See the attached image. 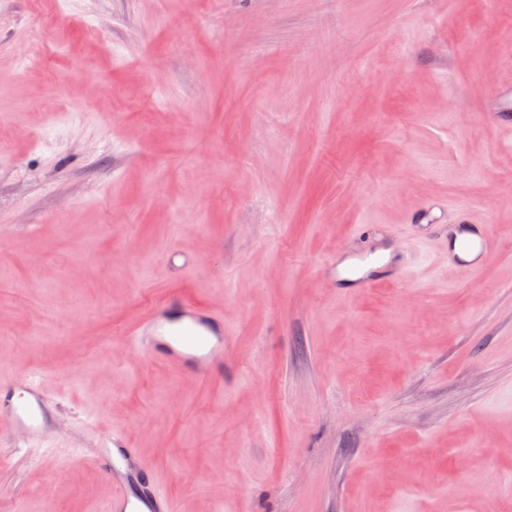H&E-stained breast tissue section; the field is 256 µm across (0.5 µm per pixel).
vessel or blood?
Segmentation results:
<instances>
[{
    "instance_id": "1",
    "label": "vessel or blood",
    "mask_w": 512,
    "mask_h": 512,
    "mask_svg": "<svg viewBox=\"0 0 512 512\" xmlns=\"http://www.w3.org/2000/svg\"><path fill=\"white\" fill-rule=\"evenodd\" d=\"M470 248L474 260L449 257L448 268L456 273L479 270L496 246L486 228L473 230ZM133 344L174 367L194 371L207 380L223 373L224 321L203 310L184 295L171 293L154 303L149 320L131 331ZM0 417L8 423L0 434V446L15 441H35L52 435L55 411L42 383L34 376L0 383ZM97 462L115 493L106 512H175L158 476L151 473L128 440L118 432L99 448Z\"/></svg>"
}]
</instances>
